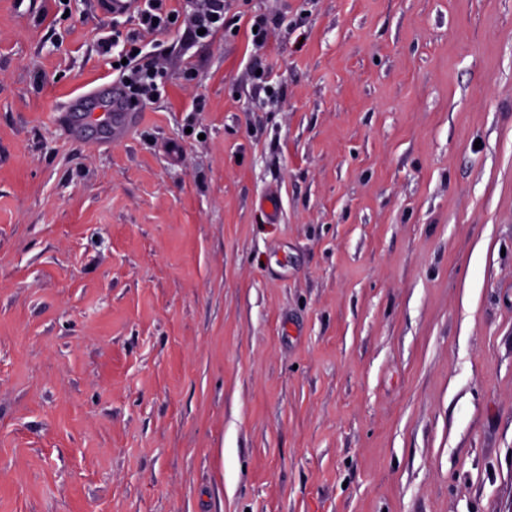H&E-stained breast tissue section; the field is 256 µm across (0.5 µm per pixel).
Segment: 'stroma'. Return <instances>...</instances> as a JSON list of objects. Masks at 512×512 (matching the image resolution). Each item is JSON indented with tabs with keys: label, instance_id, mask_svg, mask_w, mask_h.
Here are the masks:
<instances>
[{
	"label": "stroma",
	"instance_id": "obj_1",
	"mask_svg": "<svg viewBox=\"0 0 512 512\" xmlns=\"http://www.w3.org/2000/svg\"><path fill=\"white\" fill-rule=\"evenodd\" d=\"M0 512H512V0H0ZM143 2L147 7H141L138 10L136 17L138 25L154 31H165L177 23L179 13L173 9L164 8L165 0H144ZM170 15H173V19H170ZM153 18H157L158 22L153 23ZM213 1L214 4L212 9H210L208 12H203L194 18L190 35L197 39L212 37L213 34L217 32V30L224 24V1ZM200 28L205 29V33L203 35L198 34V30ZM133 50H136L137 54H133ZM141 53V47L131 40L124 54L120 55L117 60L112 61V69L119 71L120 83L125 88L131 89L133 93L144 100H150L158 91L155 81L158 73L150 61L144 60V56H141ZM123 58L128 60L127 64H122ZM114 63H118V66L114 67ZM127 70L130 71V74L125 75ZM62 112L73 131L76 132L79 125L94 123L110 128V136L132 128L140 118V112L128 108L123 88L116 81L73 95Z\"/></svg>",
	"mask_w": 512,
	"mask_h": 512
}]
</instances>
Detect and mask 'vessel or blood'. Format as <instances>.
<instances>
[{
    "mask_svg": "<svg viewBox=\"0 0 512 512\" xmlns=\"http://www.w3.org/2000/svg\"><path fill=\"white\" fill-rule=\"evenodd\" d=\"M63 118L74 130L94 123L108 127L116 135L132 128L140 115L129 109L121 85L113 81L73 95L63 109Z\"/></svg>",
    "mask_w": 512,
    "mask_h": 512,
    "instance_id": "b4317fda",
    "label": "vessel or blood"
}]
</instances>
